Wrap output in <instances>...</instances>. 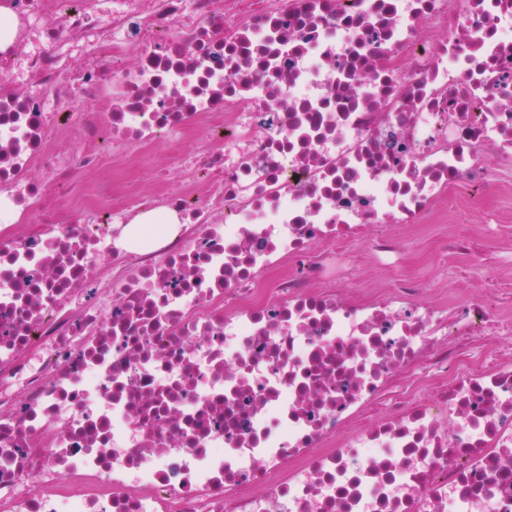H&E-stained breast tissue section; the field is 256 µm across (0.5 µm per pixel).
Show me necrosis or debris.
I'll use <instances>...</instances> for the list:
<instances>
[{
	"label": "necrosis or debris",
	"instance_id": "necrosis-or-debris-1",
	"mask_svg": "<svg viewBox=\"0 0 512 512\" xmlns=\"http://www.w3.org/2000/svg\"><path fill=\"white\" fill-rule=\"evenodd\" d=\"M0 5V512H512V310L331 286L512 192V0ZM173 132L178 192L80 176Z\"/></svg>",
	"mask_w": 512,
	"mask_h": 512
}]
</instances>
